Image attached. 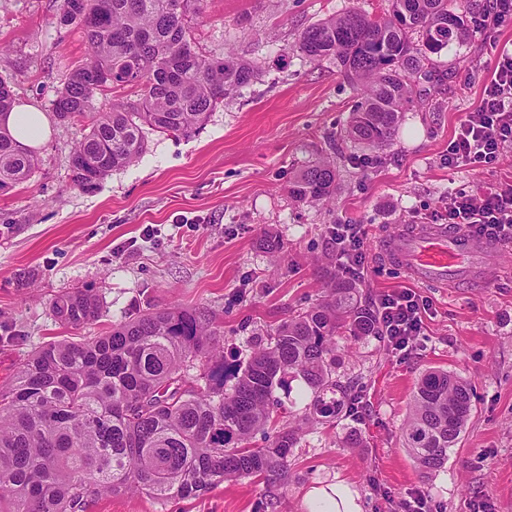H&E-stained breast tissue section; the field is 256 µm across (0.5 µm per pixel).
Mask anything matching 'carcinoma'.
I'll return each mask as SVG.
<instances>
[{
	"instance_id": "1",
	"label": "carcinoma",
	"mask_w": 512,
	"mask_h": 512,
	"mask_svg": "<svg viewBox=\"0 0 512 512\" xmlns=\"http://www.w3.org/2000/svg\"><path fill=\"white\" fill-rule=\"evenodd\" d=\"M192 0H62L59 23L80 28L88 56L66 76L53 100L62 121L85 123L71 155L74 186L94 189L144 154V127L192 138L210 113L255 77L227 50L205 58L188 24ZM452 0H391L386 16L348 10L298 35L294 50L311 62L336 60L363 95L347 134L368 146L392 139L415 103L414 82L429 55L467 36L473 25ZM137 86L131 105L97 112L96 95ZM14 105L0 79V116ZM37 157L0 124V190L27 181ZM334 163L315 161L291 182L299 203L336 195ZM94 289L61 293L56 322L81 328L99 317ZM210 315L167 307L112 325L104 336L50 342L0 392V512H87L96 498L139 492L157 500L198 497L226 481L265 486V512H277L279 489L303 425L333 426L354 408V386L336 375V337L386 342L356 282L331 274L311 309L255 343L245 361H227ZM303 383L302 418L280 416L275 391ZM231 387H226L227 382ZM472 412L469 380L443 369L419 378L403 428L417 466L448 460ZM257 433L266 445L250 447Z\"/></svg>"
}]
</instances>
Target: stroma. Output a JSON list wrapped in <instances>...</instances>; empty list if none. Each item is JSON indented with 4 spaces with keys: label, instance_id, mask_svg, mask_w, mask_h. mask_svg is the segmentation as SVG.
Instances as JSON below:
<instances>
[{
    "label": "stroma",
    "instance_id": "obj_1",
    "mask_svg": "<svg viewBox=\"0 0 512 512\" xmlns=\"http://www.w3.org/2000/svg\"><path fill=\"white\" fill-rule=\"evenodd\" d=\"M61 0H0V79L16 104L51 116L30 179L0 191V388L44 344L81 341L146 311L193 306L209 312L225 355L247 358L257 337L321 298L336 267L330 228L363 224L369 296L415 288L429 310L406 357L375 340L338 339L337 372L361 394L360 414L317 426L294 448L278 512H307L321 491L346 484L360 512H394L422 491L433 512H512V266L492 265L486 286L416 285L379 254L380 236L442 213L455 194L512 184V152L497 165L448 169V142L475 107L512 25L474 32L433 55L443 80L405 112L391 144L371 148L342 135L359 86L335 62H309L293 48L306 26L354 7L387 13L389 0H201L190 15L196 48L225 49L252 63V84L212 112L190 139L148 132L147 149L86 192L70 180L80 121L52 117V102L87 44L58 22ZM338 162L327 205L299 204L288 184L316 159ZM283 245L261 246L265 234ZM93 286L102 314L81 329L57 324L50 301ZM440 368L471 381L473 410L440 469L421 473L402 430L417 380ZM360 448L340 447L349 433ZM264 489L226 482L197 498L158 502L141 493L99 497L87 512H261Z\"/></svg>",
    "mask_w": 512,
    "mask_h": 512
}]
</instances>
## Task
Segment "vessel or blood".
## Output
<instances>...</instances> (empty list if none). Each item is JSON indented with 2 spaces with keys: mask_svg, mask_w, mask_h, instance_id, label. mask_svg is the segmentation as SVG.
I'll return each instance as SVG.
<instances>
[{
  "mask_svg": "<svg viewBox=\"0 0 512 512\" xmlns=\"http://www.w3.org/2000/svg\"><path fill=\"white\" fill-rule=\"evenodd\" d=\"M390 264L412 280L428 285L447 286L456 275L455 260L464 256L474 263L475 284L488 276L487 259L497 254L512 257V243L492 241L461 229L449 230L444 224H414L396 240L380 241Z\"/></svg>",
  "mask_w": 512,
  "mask_h": 512,
  "instance_id": "obj_1",
  "label": "vessel or blood"
}]
</instances>
